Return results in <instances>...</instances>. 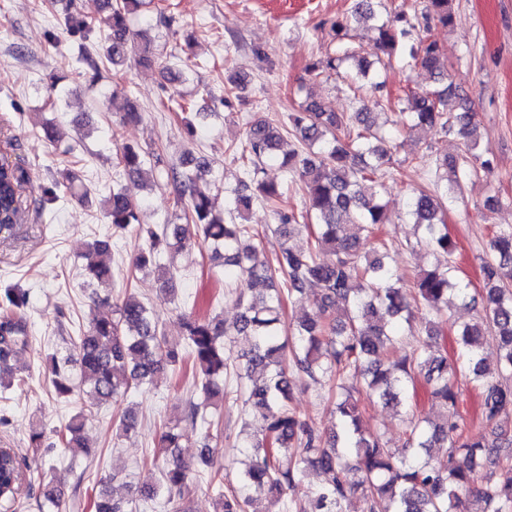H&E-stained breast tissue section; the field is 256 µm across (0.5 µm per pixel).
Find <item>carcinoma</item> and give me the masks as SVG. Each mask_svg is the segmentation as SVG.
I'll return each instance as SVG.
<instances>
[{
	"label": "carcinoma",
	"mask_w": 512,
	"mask_h": 512,
	"mask_svg": "<svg viewBox=\"0 0 512 512\" xmlns=\"http://www.w3.org/2000/svg\"><path fill=\"white\" fill-rule=\"evenodd\" d=\"M422 9L411 15L399 12L375 26L378 63L394 58L410 59L442 81L446 59L431 34L432 25L453 24L452 0H423ZM145 0H110L108 37L103 56L119 69L130 56L141 64L156 57L154 42L131 27ZM377 18L375 0H356L348 14L336 21V56L327 67L338 70L352 60L354 73H346L353 93L363 90L361 81L369 78L374 63L348 49L344 40L356 24ZM66 29L90 33L95 21L68 13ZM406 129H435L442 134L456 133L465 139L462 153L450 156L439 150L421 156L433 174L432 186L414 188L406 202L407 214L421 229L419 244L433 255L453 257L456 240L444 220L448 188L457 189L467 175L492 168L490 159L471 153L470 108L466 98L448 83L432 92L406 94ZM292 132L305 146V152L292 150L279 154L283 133ZM395 135L376 125V113L363 104L354 112H327L316 100L308 101L299 112L288 113V122L258 118L251 121L236 151L249 162L245 178L230 190L239 216L254 200L269 204L278 219L273 233L279 238L275 264L258 260L254 236L248 224H227L214 214L207 192L209 170L197 162L192 151L166 171L167 185L178 201L186 204L187 223L166 224L161 232H150L145 247L135 257L138 270L159 269L165 275L163 290H169L173 272L161 265L165 254L181 251L196 240L214 250L213 259L224 266V280L236 283L240 308L233 327L217 317L193 312L182 318L187 339L186 356L168 345L166 336L153 317L150 304L128 293L113 300L111 267L103 256L111 248L110 239H98L82 254L89 285H97L91 300L97 307L112 308V315H95L73 340L79 365L80 385L89 388L97 404L119 408L118 428L138 430V413L122 407L133 387L150 385L168 369L189 358L195 368L196 385L204 394L202 402L190 401L182 420L169 421L152 456L160 465L161 480L148 491L145 500L163 495L168 512H187L186 496L194 483L190 464L176 454L181 434L180 422L207 428L220 421L207 408L224 398V374L233 363L243 365L246 382L243 393L248 430L240 441L254 450L253 457L238 473L236 485L224 487V469L216 465L213 449L204 444L199 458L210 468L209 484L217 488L216 512H261L256 504L267 500L281 505L282 512H343V504L357 496L362 512H455L460 495L471 498L472 512H512V447H496L494 469L477 477L478 467L489 442L485 430L509 441L512 432V225L492 237L493 259L481 266L483 306L473 322L455 324V353L450 357L432 342L440 335L435 321L451 307L471 304L468 285L457 275V267L436 264L421 270L412 281L393 268L387 249L367 251L349 233L362 226L377 236L392 223L382 195L384 178L391 175ZM146 167L145 152L133 145L119 150L117 165L126 183L112 186L106 199V215L112 236L123 237L138 223V212L145 200L138 196L139 181L154 171ZM276 163L298 178L306 196L305 209L281 206L284 190L262 177L264 166ZM22 174L10 166L0 167V227L24 224L30 208L20 193ZM315 218L306 250L288 247V237L309 228ZM327 252L330 258L320 259ZM316 286L313 316L283 330L285 299L300 301ZM28 294L21 288L0 289V385L26 380L14 374L10 362L30 340V328L22 310ZM422 308L430 320L425 326L428 341L393 365L385 364L387 349L398 339L413 335L405 328L413 309ZM498 340L501 350L495 368L486 364L482 352L485 335ZM249 337L250 348L234 356L227 347L230 336ZM69 356L57 353L48 358L46 371L55 394L69 398L75 385L68 367ZM299 374L315 384L326 377L336 386L334 413L339 430L331 435L302 419L291 407L293 386L290 378ZM423 377L428 399L446 412L441 423L415 416L409 409L408 395L414 381ZM480 390L478 427L464 421L459 412L458 379ZM377 395L385 405L402 408L401 422L409 448L398 458L384 447L381 437L363 427V415L355 395L361 390ZM84 414L71 418L56 433L65 448H83ZM448 449V455L423 458L421 452L434 446ZM464 464L456 463V456ZM310 468L322 474V483L311 491L307 505L291 493ZM111 476L99 480L93 500L94 512H137L139 505L115 498L108 489ZM37 487L38 512H62L61 493L51 483L34 478L30 454L19 448H0V512H17L22 488Z\"/></svg>",
	"instance_id": "cac0c4a2"
}]
</instances>
